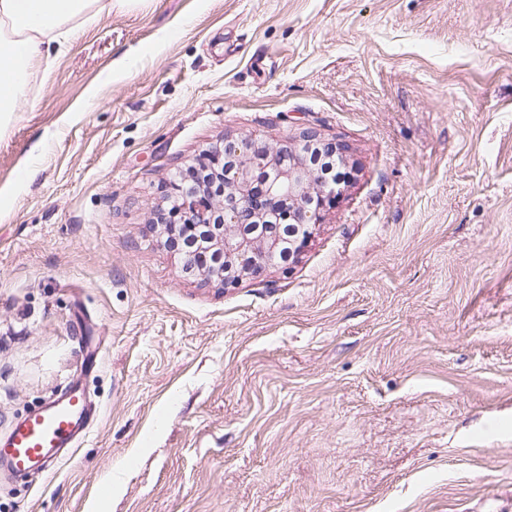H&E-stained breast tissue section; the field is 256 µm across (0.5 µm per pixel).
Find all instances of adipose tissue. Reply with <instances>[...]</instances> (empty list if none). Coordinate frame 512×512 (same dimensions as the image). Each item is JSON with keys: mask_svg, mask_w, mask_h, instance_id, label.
<instances>
[{"mask_svg": "<svg viewBox=\"0 0 512 512\" xmlns=\"http://www.w3.org/2000/svg\"><path fill=\"white\" fill-rule=\"evenodd\" d=\"M100 0H0V113L19 111L35 68L71 24L94 21Z\"/></svg>", "mask_w": 512, "mask_h": 512, "instance_id": "adipose-tissue-1", "label": "adipose tissue"}]
</instances>
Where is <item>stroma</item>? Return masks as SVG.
I'll return each mask as SVG.
<instances>
[{
  "instance_id": "35a3bbf8",
  "label": "stroma",
  "mask_w": 512,
  "mask_h": 512,
  "mask_svg": "<svg viewBox=\"0 0 512 512\" xmlns=\"http://www.w3.org/2000/svg\"><path fill=\"white\" fill-rule=\"evenodd\" d=\"M350 181L222 288L150 226L225 137ZM80 380L0 512H512V0H112L0 119V436ZM118 485H111V478ZM93 414L89 398L72 382L55 399L19 418L0 438V459L16 473L31 475L55 469L66 448L79 446Z\"/></svg>"
}]
</instances>
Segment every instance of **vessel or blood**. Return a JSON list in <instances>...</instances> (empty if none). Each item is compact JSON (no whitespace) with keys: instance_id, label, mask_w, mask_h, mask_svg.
Masks as SVG:
<instances>
[{"instance_id":"vessel-or-blood-1","label":"vessel or blood","mask_w":512,"mask_h":512,"mask_svg":"<svg viewBox=\"0 0 512 512\" xmlns=\"http://www.w3.org/2000/svg\"><path fill=\"white\" fill-rule=\"evenodd\" d=\"M92 414L84 388L70 383L57 398L19 418L0 438V459L19 474L50 472L65 449L78 447Z\"/></svg>"}]
</instances>
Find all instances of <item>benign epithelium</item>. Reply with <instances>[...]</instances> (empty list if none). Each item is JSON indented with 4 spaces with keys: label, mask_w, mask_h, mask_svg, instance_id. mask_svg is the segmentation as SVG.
<instances>
[{
    "label": "benign epithelium",
    "mask_w": 512,
    "mask_h": 512,
    "mask_svg": "<svg viewBox=\"0 0 512 512\" xmlns=\"http://www.w3.org/2000/svg\"><path fill=\"white\" fill-rule=\"evenodd\" d=\"M337 162H344L341 145L312 128L288 145L271 146L252 134L224 139L211 156L224 170V190L202 196L198 187L171 184L172 221L206 230L215 250V266L202 276L230 288L285 265L307 245L323 202L336 198Z\"/></svg>",
    "instance_id": "obj_1"
}]
</instances>
